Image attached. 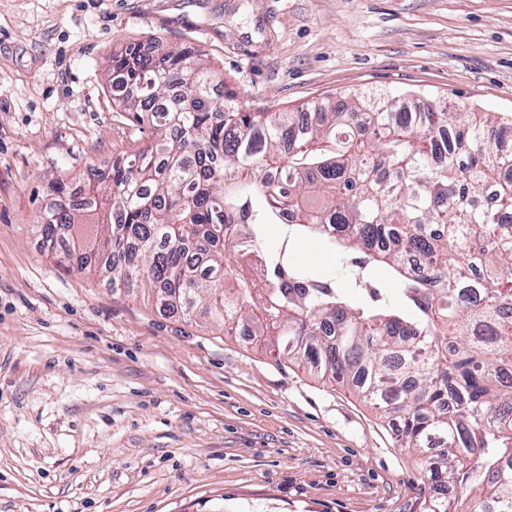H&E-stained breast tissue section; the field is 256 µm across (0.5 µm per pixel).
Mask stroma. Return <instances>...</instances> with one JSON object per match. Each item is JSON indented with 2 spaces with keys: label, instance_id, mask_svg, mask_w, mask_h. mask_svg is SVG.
I'll use <instances>...</instances> for the list:
<instances>
[{
  "label": "stroma",
  "instance_id": "stroma-1",
  "mask_svg": "<svg viewBox=\"0 0 512 512\" xmlns=\"http://www.w3.org/2000/svg\"><path fill=\"white\" fill-rule=\"evenodd\" d=\"M128 42L194 44L271 112L416 90L512 115V0H0V512H424L397 414L42 249L49 180L83 197L141 137L108 91ZM265 247L347 284L322 240Z\"/></svg>",
  "mask_w": 512,
  "mask_h": 512
}]
</instances>
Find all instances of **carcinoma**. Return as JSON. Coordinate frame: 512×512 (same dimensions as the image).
Here are the masks:
<instances>
[{"label": "carcinoma", "instance_id": "cac0c4a2", "mask_svg": "<svg viewBox=\"0 0 512 512\" xmlns=\"http://www.w3.org/2000/svg\"><path fill=\"white\" fill-rule=\"evenodd\" d=\"M109 85L152 136L78 206L64 179L48 183L45 249L400 412L426 512H451L454 490L472 512H512V117L409 112V92L250 110L184 43L127 44ZM271 225L353 256V288L387 270L396 297L353 302L286 265L264 246Z\"/></svg>", "mask_w": 512, "mask_h": 512}]
</instances>
